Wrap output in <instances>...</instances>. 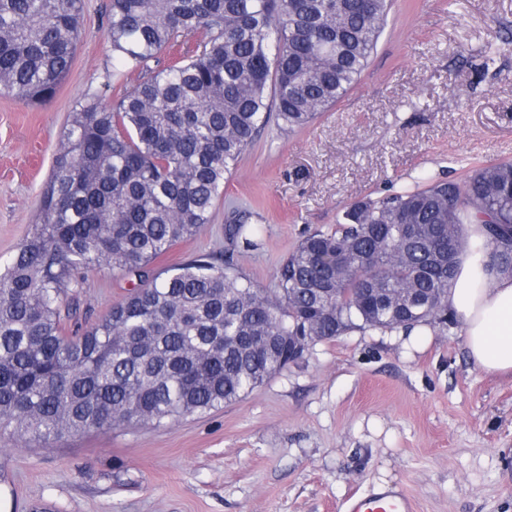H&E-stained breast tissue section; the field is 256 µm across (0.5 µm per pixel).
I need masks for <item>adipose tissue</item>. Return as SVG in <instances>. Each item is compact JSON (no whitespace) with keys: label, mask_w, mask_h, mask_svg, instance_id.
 I'll return each mask as SVG.
<instances>
[{"label":"adipose tissue","mask_w":512,"mask_h":512,"mask_svg":"<svg viewBox=\"0 0 512 512\" xmlns=\"http://www.w3.org/2000/svg\"><path fill=\"white\" fill-rule=\"evenodd\" d=\"M465 237L444 305L459 324L477 367L489 373L512 372V275L485 269L483 224L466 225Z\"/></svg>","instance_id":"adipose-tissue-1"}]
</instances>
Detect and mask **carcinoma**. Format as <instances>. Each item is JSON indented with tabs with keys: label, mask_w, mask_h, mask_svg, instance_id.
I'll use <instances>...</instances> for the list:
<instances>
[{
	"label": "carcinoma",
	"mask_w": 512,
	"mask_h": 512,
	"mask_svg": "<svg viewBox=\"0 0 512 512\" xmlns=\"http://www.w3.org/2000/svg\"><path fill=\"white\" fill-rule=\"evenodd\" d=\"M389 0H109L113 74L142 79L73 113L40 220L0 274V435L47 447L94 430L159 427L247 396L288 368L284 336L448 327L463 227L484 219L490 267L512 273V163L358 203L315 230L261 288L232 255L157 273L211 223L246 149L295 132L358 81ZM83 0H0V95L49 101L73 63ZM196 38L158 70L148 63ZM225 240L258 246L233 218ZM102 266L142 287L68 335V285Z\"/></svg>",
	"instance_id": "obj_1"
}]
</instances>
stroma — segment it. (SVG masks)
Listing matches in <instances>:
<instances>
[{
    "mask_svg": "<svg viewBox=\"0 0 512 512\" xmlns=\"http://www.w3.org/2000/svg\"><path fill=\"white\" fill-rule=\"evenodd\" d=\"M108 0H83L70 71L45 104L0 96V266L39 220L76 105L112 98ZM512 161V0H393L359 81L305 129L267 127L210 224L154 264L224 252L232 208L260 229L239 269L263 288L304 236L356 203ZM137 284L100 267L71 284L89 328ZM397 485L416 512H512V374L470 361L458 324L355 330L223 408L160 427L30 448L0 439V512H342Z\"/></svg>",
    "mask_w": 512,
    "mask_h": 512,
    "instance_id": "stroma-1",
    "label": "stroma"
}]
</instances>
